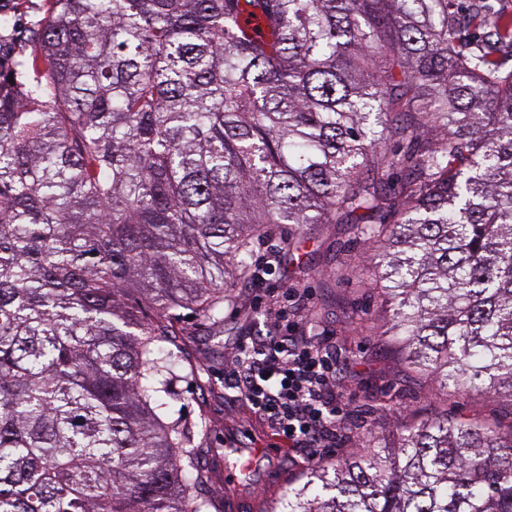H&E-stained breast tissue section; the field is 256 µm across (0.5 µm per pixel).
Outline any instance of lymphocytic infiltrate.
<instances>
[{"mask_svg": "<svg viewBox=\"0 0 512 512\" xmlns=\"http://www.w3.org/2000/svg\"><path fill=\"white\" fill-rule=\"evenodd\" d=\"M351 371L334 346L281 312L239 342L224 365V387L249 403L272 436L309 449L316 463L343 423L336 388Z\"/></svg>", "mask_w": 512, "mask_h": 512, "instance_id": "obj_1", "label": "lymphocytic infiltrate"}]
</instances>
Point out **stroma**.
<instances>
[{"label":"stroma","mask_w":512,"mask_h":512,"mask_svg":"<svg viewBox=\"0 0 512 512\" xmlns=\"http://www.w3.org/2000/svg\"><path fill=\"white\" fill-rule=\"evenodd\" d=\"M43 14V0H20L18 6L10 8V23L0 28V54L8 56L21 51L28 29L38 24ZM370 253L367 243L353 238L346 225L332 224L319 238L303 241L293 260H282L275 274L266 281L269 289L308 291L312 296L310 308L320 311L314 324L315 334L329 337L343 357L360 368L359 373L340 386L350 425L339 433L336 447L327 452L328 458L351 453L364 445L370 429L378 421L393 430L407 419L437 411L478 415L505 424L512 422L511 399L444 395L437 383L407 371L380 337L351 323L352 314L374 308L377 297L374 290L360 287L357 275H350L348 280L337 282L329 290L318 278L301 281L292 274L297 259L315 267L331 261H348L356 266ZM235 294V300L224 306V331L218 335L209 325L191 318L189 310H181V319L187 320L194 334L193 342L185 348V358L192 360L207 353L213 361L204 380L191 376L179 379L166 397L174 415L193 421L204 417L210 422V429L198 448V457L210 477L205 494L219 510L224 506L225 435L237 436L248 446L255 442V430L248 417L228 397L216 392L224 384V358L245 336L250 323H264L261 315L253 321L248 319L247 312L254 303L259 301L269 308L274 302L270 294H261L251 284L236 288ZM306 466L301 453L293 457H268L252 470L245 485L253 492L255 502L274 500L287 490L289 481L299 479Z\"/></svg>","instance_id":"obj_1"}]
</instances>
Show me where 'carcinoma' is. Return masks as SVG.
<instances>
[{
	"label": "carcinoma",
	"instance_id": "carcinoma-1",
	"mask_svg": "<svg viewBox=\"0 0 512 512\" xmlns=\"http://www.w3.org/2000/svg\"><path fill=\"white\" fill-rule=\"evenodd\" d=\"M484 0H47L0 61V512H205L165 396L281 224L368 243L381 335L512 398V73ZM435 136L400 153L390 143ZM260 512H512V426L435 414Z\"/></svg>",
	"mask_w": 512,
	"mask_h": 512
}]
</instances>
